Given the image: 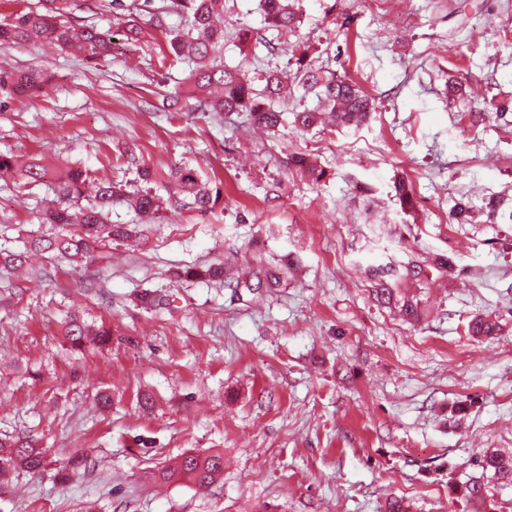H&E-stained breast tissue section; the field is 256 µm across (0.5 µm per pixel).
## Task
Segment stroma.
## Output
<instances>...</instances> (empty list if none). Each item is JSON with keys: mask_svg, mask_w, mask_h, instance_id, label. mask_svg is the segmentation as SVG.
Returning a JSON list of instances; mask_svg holds the SVG:
<instances>
[{"mask_svg": "<svg viewBox=\"0 0 512 512\" xmlns=\"http://www.w3.org/2000/svg\"><path fill=\"white\" fill-rule=\"evenodd\" d=\"M74 2L72 25L111 29L118 47L101 60L39 42L0 50V68L47 77L35 95L0 94V154L131 183L136 164L185 163L222 197L152 225L138 247L0 268V435L31 437L52 463L0 486V512H379L392 494L413 512H468L451 485L480 476L485 451L512 449V0H295L300 22L282 34L259 0H224L225 65L253 91L272 71L291 87L275 133L163 107L188 67L163 56L148 13L133 42L127 12ZM300 45L371 96L366 125L295 128L317 104L297 84ZM52 198L0 181V247L54 233L39 222ZM493 198V219L449 218L457 201ZM385 252L445 253L461 270L432 284L420 328L372 298L358 264ZM256 254L299 264L257 299L182 276ZM154 290L167 308L137 306ZM73 312L111 328V344L72 347ZM485 312L503 329L478 342L464 326ZM102 391L110 410L95 405ZM212 448L228 464L211 487L154 481ZM79 451L85 471L57 479Z\"/></svg>", "mask_w": 512, "mask_h": 512, "instance_id": "1", "label": "stroma"}]
</instances>
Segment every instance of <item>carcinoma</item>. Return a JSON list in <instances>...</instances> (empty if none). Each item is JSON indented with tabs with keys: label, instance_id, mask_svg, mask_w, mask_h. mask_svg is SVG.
<instances>
[{
	"label": "carcinoma",
	"instance_id": "cac0c4a2",
	"mask_svg": "<svg viewBox=\"0 0 512 512\" xmlns=\"http://www.w3.org/2000/svg\"><path fill=\"white\" fill-rule=\"evenodd\" d=\"M39 9L29 7L7 20H0V48L22 43L51 42L59 47L76 49L89 59H102L112 55L114 40L111 30L94 23L80 28L67 20L71 0H45ZM269 28L278 32L297 28V14L293 0H259ZM175 15L182 24L180 32L170 30L167 18ZM224 16V0H163L150 18L154 29L169 36L168 49L177 60L190 65V73L174 96L173 104L194 107L216 117H227L249 108L251 123L276 132L281 124V112L274 102L288 94V88L272 73L266 78L264 92L267 101L251 102L249 88L239 80L238 74L224 66L220 51L224 46V27L218 25ZM299 84L320 89L319 100L326 112L317 109L297 112L294 126L309 130L327 123L335 127H359L372 111L371 100L352 81L331 75L329 77L305 62V54L297 58ZM37 70H0V88L14 93L39 90L44 83ZM0 174H10L22 187L47 184L56 196V204L42 212L40 223L59 224L62 231L50 236L32 239L21 251L0 252V263L19 269L24 267L32 251L48 253L53 257H88L91 246L110 245L114 242L137 241L143 236L138 224H112L109 213L112 206L124 204L136 214L149 220L161 217L170 210L191 209L206 213L219 202L221 191L201 179L198 172L187 164L175 165L165 172L149 168L140 170L143 186L129 190L127 186L110 180L96 184L93 202L83 206V187L90 182L87 169L79 163L55 171L36 159L19 163L12 156L0 154ZM455 268L453 257L437 254L426 261L408 259L368 264L362 272L371 284L374 300L395 312L407 323L418 325L428 314L426 290L437 279L451 274ZM292 265L287 259L264 266H248L242 272L222 263L215 264L199 274L188 268L187 277L202 276L224 284L237 293L264 290L273 292L288 278ZM502 329L499 317L493 312L473 316L466 332L475 339L497 335ZM64 336L74 346L93 341L100 345L110 342L112 333L103 326L87 323L73 315L66 323ZM44 452L25 437H0V480L7 481L20 471L38 473L45 468ZM482 476L472 477L462 488H452L461 494L470 512H499L498 502L489 494L484 476L512 483V454L487 451L477 460ZM224 475V450L186 452L177 465L165 468L156 475L164 483L185 482L198 489H206Z\"/></svg>",
	"mask_w": 512,
	"mask_h": 512
}]
</instances>
